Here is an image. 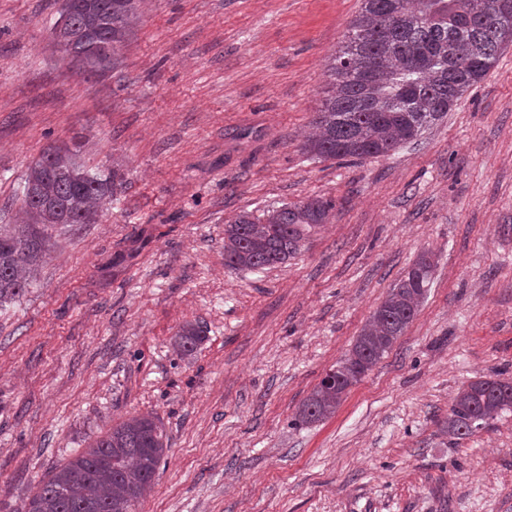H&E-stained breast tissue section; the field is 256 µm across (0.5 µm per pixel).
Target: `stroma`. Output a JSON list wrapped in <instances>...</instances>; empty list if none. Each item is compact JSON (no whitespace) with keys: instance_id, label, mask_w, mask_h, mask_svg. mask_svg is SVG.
<instances>
[{"instance_id":"stroma-1","label":"stroma","mask_w":512,"mask_h":512,"mask_svg":"<svg viewBox=\"0 0 512 512\" xmlns=\"http://www.w3.org/2000/svg\"><path fill=\"white\" fill-rule=\"evenodd\" d=\"M60 4L0 0V225L50 146L123 182L0 305V512L137 413L168 445L137 512H512V411L445 430L460 387L512 379V43L417 143L325 159L302 146L361 0H143L101 77L53 41ZM308 199L335 208L288 262L225 266L227 221ZM425 253L404 335L296 424ZM200 326L187 322L180 326L174 337V346L180 355L190 356L202 340Z\"/></svg>"}]
</instances>
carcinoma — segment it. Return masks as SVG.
<instances>
[{
    "instance_id": "carcinoma-1",
    "label": "carcinoma",
    "mask_w": 512,
    "mask_h": 512,
    "mask_svg": "<svg viewBox=\"0 0 512 512\" xmlns=\"http://www.w3.org/2000/svg\"><path fill=\"white\" fill-rule=\"evenodd\" d=\"M142 0H72L67 30L86 42L58 44L88 76L116 65L141 13ZM495 0H362L348 35L329 65L332 89L304 143L319 158L385 156L418 140L495 66L512 31V9ZM77 147L49 148L28 167L22 194L24 223L0 225V302L20 298L37 280L49 251V229L95 224L114 193L117 171L93 174ZM334 209L312 199L282 206L262 219L239 215L224 225V265L263 269L294 255L305 231ZM434 262L421 255L377 306L349 353L320 380L296 413L310 424L326 419L350 387L392 348L427 296ZM202 340L187 322L174 337L183 356ZM512 411V381L480 379L454 397L446 428L462 439ZM165 434L152 415H133L92 439L56 467L28 498L25 512H135L164 458Z\"/></svg>"
}]
</instances>
